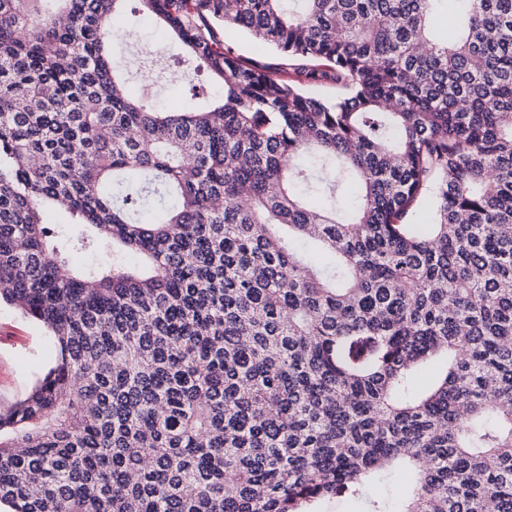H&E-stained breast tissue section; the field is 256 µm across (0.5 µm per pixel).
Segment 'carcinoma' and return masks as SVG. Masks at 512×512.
Masks as SVG:
<instances>
[{
	"instance_id": "carcinoma-1",
	"label": "carcinoma",
	"mask_w": 512,
	"mask_h": 512,
	"mask_svg": "<svg viewBox=\"0 0 512 512\" xmlns=\"http://www.w3.org/2000/svg\"><path fill=\"white\" fill-rule=\"evenodd\" d=\"M125 2L0 0V300L57 346L3 512H512V0H140L224 87L178 112ZM224 42L242 58L258 60L269 65L278 63V57L270 47L255 41L241 29L225 27Z\"/></svg>"
}]
</instances>
